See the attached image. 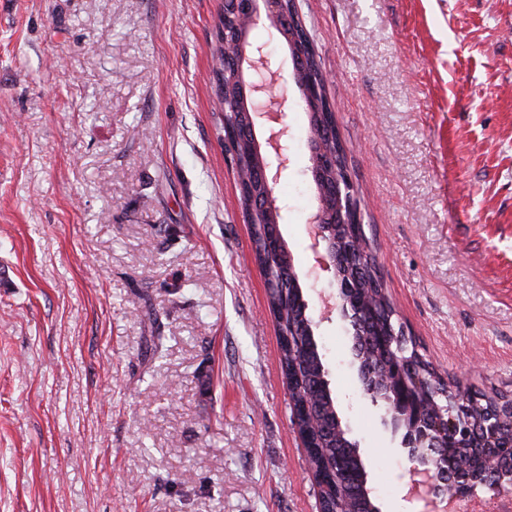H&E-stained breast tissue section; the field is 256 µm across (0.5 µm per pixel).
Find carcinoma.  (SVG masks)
I'll return each mask as SVG.
<instances>
[{"label": "carcinoma", "mask_w": 512, "mask_h": 512, "mask_svg": "<svg viewBox=\"0 0 512 512\" xmlns=\"http://www.w3.org/2000/svg\"><path fill=\"white\" fill-rule=\"evenodd\" d=\"M235 14L222 11L216 30L214 57L218 65L212 71V89L218 101L225 105L222 109L223 124L229 128L245 127L250 122L252 112L245 105L242 87L234 77V48L232 43H224V30L234 31ZM305 87L324 90V75L315 51L306 56ZM305 109L320 113V121L308 127L307 138H319L320 148L336 156V164L325 167L321 180L335 184L347 167V153L341 136L336 133V116L330 101L324 96H315ZM233 154L238 159V176L241 184L240 203L247 209L249 198L264 191L259 183L250 179L251 171L259 167L261 157L255 154L250 142L242 140L233 143ZM254 259L261 265L268 288V308L276 315L279 336V361L288 387L289 400L296 407L307 402L316 406V414L301 418L299 425L314 447L309 449V467L316 473H325L334 478L333 491L327 493L320 507L325 512H368V502L363 498L364 473L356 464L346 465L345 470L337 468V460L347 458L350 448L349 438L336 422V399L326 388L323 377L326 366L312 332L311 320L303 313L300 302L299 279L294 268V257L286 243L268 249L265 240L266 227L277 224L281 214L277 210H260L248 215ZM336 252L347 255L346 265L341 269L352 295L370 303L372 310L364 318L366 329L359 337L364 357L374 363L383 362V344L390 340L398 358L407 362L409 368L421 378L422 394L442 407V413L462 412L459 419L461 436L457 437V462H470V439L463 436L472 426H481L492 413H501L504 428H509L506 409L512 396L491 391H471L461 385H450L436 368L420 352L416 340L403 333V325L398 322L396 310L386 291L383 276L378 267L371 246V239L365 231L364 223L333 224L328 233Z\"/></svg>", "instance_id": "cac0c4a2"}]
</instances>
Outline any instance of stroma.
Wrapping results in <instances>:
<instances>
[{"instance_id":"stroma-1","label":"stroma","mask_w":512,"mask_h":512,"mask_svg":"<svg viewBox=\"0 0 512 512\" xmlns=\"http://www.w3.org/2000/svg\"><path fill=\"white\" fill-rule=\"evenodd\" d=\"M387 292L443 377L512 393V0H297ZM224 0H0V512H317L212 92ZM275 187L382 512L408 463L320 297L308 117ZM164 339L154 356L150 339Z\"/></svg>"}]
</instances>
